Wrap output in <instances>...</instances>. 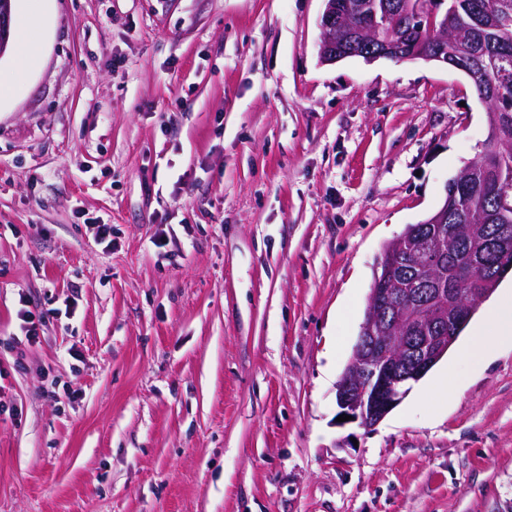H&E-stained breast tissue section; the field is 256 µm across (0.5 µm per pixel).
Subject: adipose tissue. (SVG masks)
Returning <instances> with one entry per match:
<instances>
[{"label": "adipose tissue", "instance_id": "adipose-tissue-1", "mask_svg": "<svg viewBox=\"0 0 512 512\" xmlns=\"http://www.w3.org/2000/svg\"><path fill=\"white\" fill-rule=\"evenodd\" d=\"M37 19L35 9H28L13 32L17 48L18 66L0 72V103L6 101L13 87L38 63L42 46L33 36ZM505 346L512 347V294L504 295L482 322L474 328L468 341L457 351L458 360L485 363Z\"/></svg>", "mask_w": 512, "mask_h": 512}]
</instances>
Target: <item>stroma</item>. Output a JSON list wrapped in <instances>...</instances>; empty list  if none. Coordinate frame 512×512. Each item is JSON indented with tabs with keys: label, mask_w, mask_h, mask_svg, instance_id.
Instances as JSON below:
<instances>
[{
	"label": "stroma",
	"mask_w": 512,
	"mask_h": 512,
	"mask_svg": "<svg viewBox=\"0 0 512 512\" xmlns=\"http://www.w3.org/2000/svg\"><path fill=\"white\" fill-rule=\"evenodd\" d=\"M324 9L52 0L0 104V512H512L511 349L337 420L378 256L488 125L444 64L321 62ZM17 317L21 321L20 329L28 344L36 343L39 340L40 332L45 323L43 312L32 310L29 301L24 297H19Z\"/></svg>",
	"instance_id": "1"
}]
</instances>
